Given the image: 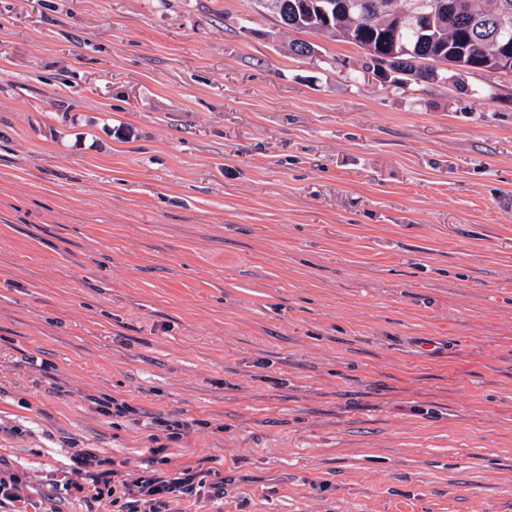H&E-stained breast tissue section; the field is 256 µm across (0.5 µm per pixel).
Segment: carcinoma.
Here are the masks:
<instances>
[{
    "label": "carcinoma",
    "mask_w": 512,
    "mask_h": 512,
    "mask_svg": "<svg viewBox=\"0 0 512 512\" xmlns=\"http://www.w3.org/2000/svg\"><path fill=\"white\" fill-rule=\"evenodd\" d=\"M339 10L332 15L333 32L353 35L354 40L374 46L396 39L407 52L400 55L399 66L417 80L433 81L439 72L435 62L453 54L459 47H468L461 66L475 71L485 67L490 55V39L512 41V0H457L459 11L448 21V0L434 15L433 21L422 30L416 26L391 31L389 15L368 4L374 0H333ZM314 0H288V14L277 12L281 22L291 29L324 31L323 21Z\"/></svg>",
    "instance_id": "1"
}]
</instances>
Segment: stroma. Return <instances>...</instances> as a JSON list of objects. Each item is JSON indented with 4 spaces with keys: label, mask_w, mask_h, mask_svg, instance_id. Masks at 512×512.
<instances>
[{
    "label": "stroma",
    "mask_w": 512,
    "mask_h": 512,
    "mask_svg": "<svg viewBox=\"0 0 512 512\" xmlns=\"http://www.w3.org/2000/svg\"><path fill=\"white\" fill-rule=\"evenodd\" d=\"M507 194L512 73L396 88L261 0H0L18 512H118L159 446L206 480L173 512H512ZM91 399L97 405L98 412L107 417H125L137 413V409L129 406L127 403H118L115 399L106 395L92 396Z\"/></svg>",
    "instance_id": "obj_1"
}]
</instances>
